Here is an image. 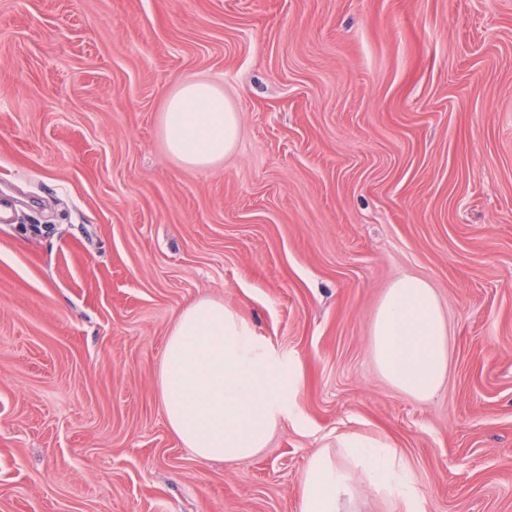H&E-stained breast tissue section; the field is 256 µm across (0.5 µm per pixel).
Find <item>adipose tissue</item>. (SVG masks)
Returning <instances> with one entry per match:
<instances>
[{
  "label": "adipose tissue",
  "instance_id": "1",
  "mask_svg": "<svg viewBox=\"0 0 512 512\" xmlns=\"http://www.w3.org/2000/svg\"><path fill=\"white\" fill-rule=\"evenodd\" d=\"M238 115L216 86L186 79L166 101L162 133L181 164L207 168L237 140ZM371 345L382 374L397 389L426 401L448 370V327L430 285L398 278L380 302ZM301 375L262 343L240 313L218 299L188 303L173 325L157 376L174 438L201 461L242 463L266 448L297 391ZM425 512L396 449L340 435L307 460L298 512H361L358 487Z\"/></svg>",
  "mask_w": 512,
  "mask_h": 512
}]
</instances>
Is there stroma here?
<instances>
[{
	"label": "stroma",
	"instance_id": "obj_1",
	"mask_svg": "<svg viewBox=\"0 0 512 512\" xmlns=\"http://www.w3.org/2000/svg\"><path fill=\"white\" fill-rule=\"evenodd\" d=\"M189 77L239 117L209 168L161 133ZM0 206V512H298L352 433L427 512H512V0H0ZM404 275L448 322L426 402L371 348ZM204 297L302 372L240 464L159 398Z\"/></svg>",
	"mask_w": 512,
	"mask_h": 512
}]
</instances>
